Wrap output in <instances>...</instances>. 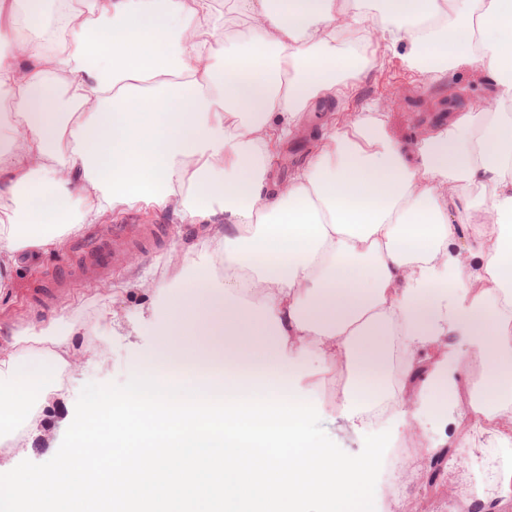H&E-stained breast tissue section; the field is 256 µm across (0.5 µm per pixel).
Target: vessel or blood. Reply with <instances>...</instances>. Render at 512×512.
Returning a JSON list of instances; mask_svg holds the SVG:
<instances>
[{"label":"vessel or blood","instance_id":"b4317fda","mask_svg":"<svg viewBox=\"0 0 512 512\" xmlns=\"http://www.w3.org/2000/svg\"><path fill=\"white\" fill-rule=\"evenodd\" d=\"M135 246V241L122 231L113 233L111 239L92 241L82 249L78 258L70 263L67 272L55 273L50 287L35 294V303L49 306L60 301L66 294L65 287L70 278L79 277L93 283L110 276L114 269L125 265Z\"/></svg>","mask_w":512,"mask_h":512}]
</instances>
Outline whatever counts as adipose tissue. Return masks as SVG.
Listing matches in <instances>:
<instances>
[{
    "label": "adipose tissue",
    "mask_w": 512,
    "mask_h": 512,
    "mask_svg": "<svg viewBox=\"0 0 512 512\" xmlns=\"http://www.w3.org/2000/svg\"><path fill=\"white\" fill-rule=\"evenodd\" d=\"M243 26L248 41L214 32ZM371 24L434 72L476 63L490 102L411 143L359 114L321 134L290 180L273 161L309 103L367 66L342 36ZM0 55L21 139L0 147V271L60 250L104 213L143 203L207 221L230 286L197 269L154 313L153 348L131 368L176 367L189 386L306 402L311 363H345L342 413L389 402L413 429L398 379L428 365L426 407L459 381L465 351L485 365L493 420L512 412V0H56L29 10ZM482 207L494 230L470 226ZM223 223H214L216 215ZM73 324L20 327L0 348V443L36 426L39 402L74 365ZM456 336L442 347L444 334ZM402 339L389 376V339Z\"/></svg>",
    "instance_id": "1"
}]
</instances>
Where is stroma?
<instances>
[{
	"instance_id": "1",
	"label": "stroma",
	"mask_w": 512,
	"mask_h": 512,
	"mask_svg": "<svg viewBox=\"0 0 512 512\" xmlns=\"http://www.w3.org/2000/svg\"><path fill=\"white\" fill-rule=\"evenodd\" d=\"M361 46L373 58V65L340 80L310 103L301 131L288 140L274 161L278 180H288L306 162L314 148L311 130L322 126L328 115H335L337 125L341 126L350 116L378 113L388 133L405 143L425 130L447 127L450 116L468 111L475 99L491 92V85L478 65L419 72L406 64L402 47L391 46L370 27L361 34ZM151 224L165 225L168 232L140 254L137 266L118 269L110 278L93 284L72 279L71 295L53 309L44 310L32 303L34 289L46 287L53 268L76 259L88 241L107 237L117 228L134 233ZM204 241L203 225L183 222L172 210L140 204L122 206L100 222L86 225L82 233L70 238L59 251L40 259L37 265H23L9 292L0 295V344L8 340L9 328L20 324L37 326L63 315L78 329L71 341L80 362L69 371L67 381L46 397L40 407L37 430L20 442L0 446L1 472H8L25 460L44 463L56 454L84 385L127 381L132 361L156 343L150 327L151 296L135 287V278L175 286L178 275H191L199 264L211 260V251ZM328 380V374L314 371L311 397L319 405L322 425L345 453L358 455L369 430L340 416L337 399L327 390ZM415 432L443 444L465 441L469 452L463 457L448 458L447 477L433 493L426 486L429 457L413 454L411 471L399 482L400 497H391L383 488H376L374 499L379 512H448L457 494L459 472L476 464L498 441L497 432L472 428L467 421L442 426L428 415L419 417Z\"/></svg>"
}]
</instances>
